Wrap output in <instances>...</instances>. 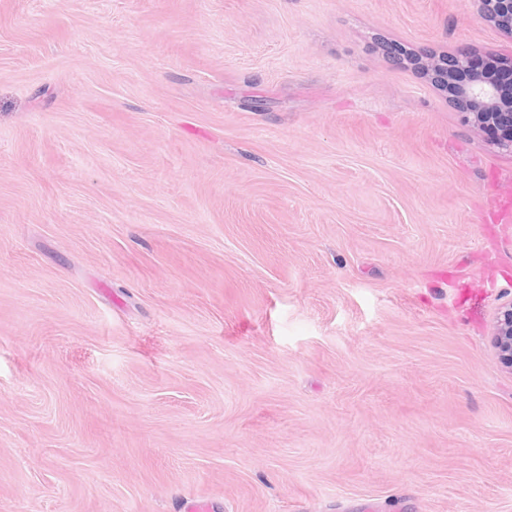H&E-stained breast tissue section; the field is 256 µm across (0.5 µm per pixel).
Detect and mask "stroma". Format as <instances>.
I'll list each match as a JSON object with an SVG mask.
<instances>
[{
    "mask_svg": "<svg viewBox=\"0 0 512 512\" xmlns=\"http://www.w3.org/2000/svg\"><path fill=\"white\" fill-rule=\"evenodd\" d=\"M402 51L469 0H0V512H512V189ZM492 335L498 359L512 370V300L497 312Z\"/></svg>",
    "mask_w": 512,
    "mask_h": 512,
    "instance_id": "stroma-1",
    "label": "stroma"
}]
</instances>
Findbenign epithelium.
I'll return each instance as SVG.
<instances>
[{
    "label": "benign epithelium",
    "mask_w": 512,
    "mask_h": 512,
    "mask_svg": "<svg viewBox=\"0 0 512 512\" xmlns=\"http://www.w3.org/2000/svg\"><path fill=\"white\" fill-rule=\"evenodd\" d=\"M470 2L481 17L512 35V0ZM474 60V54L467 49L439 60L431 59L430 54L424 52L418 55L415 65L442 91L446 90L453 76L469 74L456 89L455 106L480 132L493 123L506 129L505 133L490 139V143L512 153V97H504L494 80L472 71ZM492 339L498 359L512 371V301L497 312Z\"/></svg>",
    "instance_id": "1"
}]
</instances>
